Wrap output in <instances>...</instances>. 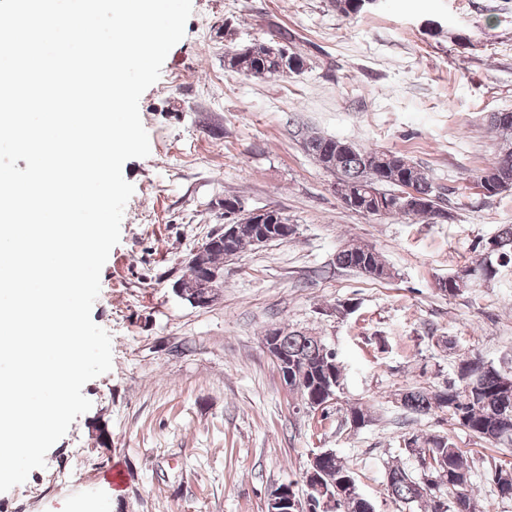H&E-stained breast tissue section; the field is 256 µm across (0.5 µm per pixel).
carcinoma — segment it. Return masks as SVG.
Wrapping results in <instances>:
<instances>
[{"instance_id":"carcinoma-1","label":"carcinoma","mask_w":512,"mask_h":512,"mask_svg":"<svg viewBox=\"0 0 512 512\" xmlns=\"http://www.w3.org/2000/svg\"><path fill=\"white\" fill-rule=\"evenodd\" d=\"M272 42L254 43L248 54L238 57L226 52L224 67L230 72L256 78H278L284 70L279 60L272 56ZM490 127L500 138L496 160L482 171L479 179L487 183L484 196L491 198L501 194L498 182L512 181V111L497 112L489 116ZM304 145L309 155L323 168L336 174V187L341 199L356 198L349 209L364 216L420 220L422 216L404 212L394 207L395 193L405 186H412L422 195L429 212L436 215L445 211L440 205L429 173L411 162L402 154L392 151L351 147L344 153L335 152L337 139L319 134H303ZM278 240V231L265 224H245L234 240L235 253L254 245V236L259 232ZM501 257L512 262V225L502 224L485 247L480 259L468 267L438 282V289L455 297L462 291L457 279L463 273L473 276L469 287L489 282L496 276L492 257ZM336 265L357 271L373 280H386L392 272L375 249L358 244L342 247L336 254ZM276 349L288 362L295 363L301 374V388L307 397L319 399L331 388L340 391L344 366L335 349L318 336L300 331L280 330ZM504 372L486 364L477 356L460 354L457 363L458 382L448 385L447 399L438 400L436 393L424 388H411L401 394V407L411 413L426 415L435 410L448 413L460 427L480 439L512 446V391L502 388ZM401 452L421 462L431 457L447 478L461 484L458 499L433 498L426 512H477V495L471 483V465L461 449L443 435H429L423 439L416 436L404 440ZM429 473L424 468L418 472L403 467L391 468L387 476V487L391 496L404 504L419 501L426 492ZM326 492L338 498L349 490H358L357 478L344 459L332 455L322 469ZM493 481L498 496L512 499V472L496 465Z\"/></svg>"}]
</instances>
